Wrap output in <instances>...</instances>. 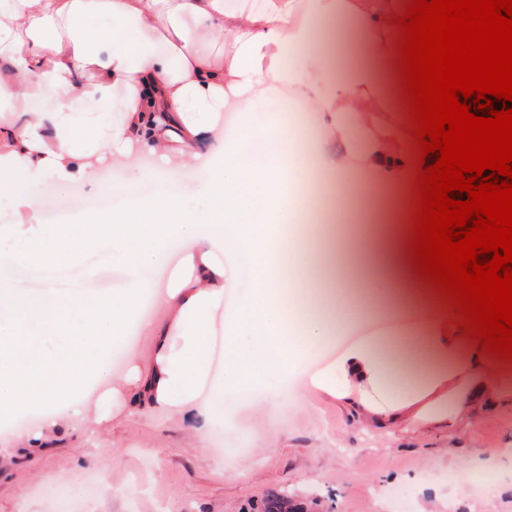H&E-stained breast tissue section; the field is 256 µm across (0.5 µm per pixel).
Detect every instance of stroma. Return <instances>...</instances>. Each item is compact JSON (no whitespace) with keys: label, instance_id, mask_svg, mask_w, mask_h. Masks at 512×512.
I'll return each mask as SVG.
<instances>
[{"label":"stroma","instance_id":"35a3bbf8","mask_svg":"<svg viewBox=\"0 0 512 512\" xmlns=\"http://www.w3.org/2000/svg\"><path fill=\"white\" fill-rule=\"evenodd\" d=\"M279 386L266 374L203 448L187 424L160 411L130 415L102 402L97 448L75 434L48 451L18 449L16 466L0 470V512H60L43 492L48 474L66 471L76 486L100 478L92 463L100 450L122 461L123 488L83 497L77 512H261L266 496L280 491L316 501L315 512H420L476 450L512 448L511 403L467 425L412 429L396 421L373 430L351 404L310 387L262 410L264 394ZM442 512H512V461L496 483L448 499Z\"/></svg>","mask_w":512,"mask_h":512}]
</instances>
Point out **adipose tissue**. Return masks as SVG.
<instances>
[{"instance_id": "adipose-tissue-1", "label": "adipose tissue", "mask_w": 512, "mask_h": 512, "mask_svg": "<svg viewBox=\"0 0 512 512\" xmlns=\"http://www.w3.org/2000/svg\"><path fill=\"white\" fill-rule=\"evenodd\" d=\"M405 0H0V422L32 417L0 448L51 449L69 431L97 436L89 391L108 385L126 410L160 409L207 444L224 399L254 386L268 367L324 355L312 385L348 398L361 421L383 425L461 424L475 405L512 403V364L484 353L455 325L450 305L418 279L409 258L416 208V145L383 112H405L383 66L397 59L391 16ZM349 27L354 48L342 64L307 52L321 29ZM297 101L320 117L321 135L298 150L279 110ZM270 106L264 126L241 122L225 136V108ZM162 156L198 170L197 195L173 191L150 173L152 193L127 188L123 206L81 225L46 224L39 186L80 181L97 187L101 156ZM326 190L367 191L361 251L392 275L389 315L419 313L399 334L348 341L362 317L322 283L302 305L275 263L299 257L295 234L278 223L297 210L312 177ZM182 262L167 270L173 243ZM96 250L120 256L123 284L62 292L11 287L16 267ZM248 258L247 288L226 302L228 264ZM156 298L163 316L141 315ZM224 328V369L213 373L214 318ZM139 332L151 347L128 377L112 376L109 352Z\"/></svg>"}]
</instances>
